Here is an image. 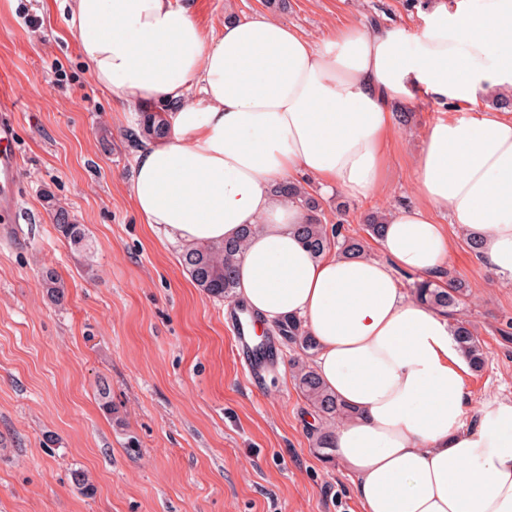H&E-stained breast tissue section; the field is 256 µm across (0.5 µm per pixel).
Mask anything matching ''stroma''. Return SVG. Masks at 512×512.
<instances>
[{"label":"stroma","mask_w":512,"mask_h":512,"mask_svg":"<svg viewBox=\"0 0 512 512\" xmlns=\"http://www.w3.org/2000/svg\"><path fill=\"white\" fill-rule=\"evenodd\" d=\"M205 31L263 14L321 44L354 26L423 24L427 0H187ZM0 101L17 119L20 208L0 234V512H361L352 476L316 448L327 423L300 392L302 352L276 340L254 383L234 352L230 299L191 280L181 247L155 237L129 197L138 115L88 78L58 0H0ZM408 121L387 148L384 193L374 202L323 190L324 219L345 205V235L366 242L363 218L415 204L416 157L440 118L492 111L486 95L446 106L402 104ZM84 225L87 250L58 232L53 206ZM447 267L465 294L455 313L484 342L469 372L472 403L512 400V284L448 214ZM65 286L51 303L41 272ZM108 383L104 408L98 383ZM140 445L127 447L129 436Z\"/></svg>","instance_id":"35a3bbf8"}]
</instances>
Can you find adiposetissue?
I'll return each mask as SVG.
<instances>
[{
	"label": "adipose tissue",
	"mask_w": 512,
	"mask_h": 512,
	"mask_svg": "<svg viewBox=\"0 0 512 512\" xmlns=\"http://www.w3.org/2000/svg\"><path fill=\"white\" fill-rule=\"evenodd\" d=\"M64 5L94 84L130 110L170 106L169 134L134 166L143 223L184 245L243 239L237 297L313 336L316 373L353 412L329 448L362 512H512V402L472 406L453 325L398 279L446 267L443 210L512 282V114L427 129L418 202L388 213L378 258L313 256L297 233L307 211L274 191L308 177L376 199L396 105L512 88V0H460L411 35L351 28L320 46L261 15L208 34L174 0Z\"/></svg>",
	"instance_id": "adipose-tissue-1"
}]
</instances>
